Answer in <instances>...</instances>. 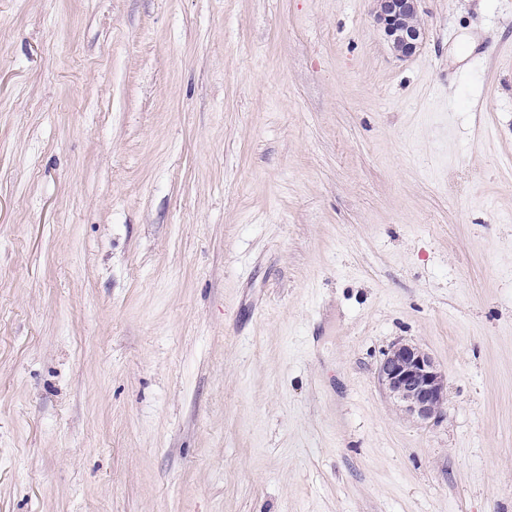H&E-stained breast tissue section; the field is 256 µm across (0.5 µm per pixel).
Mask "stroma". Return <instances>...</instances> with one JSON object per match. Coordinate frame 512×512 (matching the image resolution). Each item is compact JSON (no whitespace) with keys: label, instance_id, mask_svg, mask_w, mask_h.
Returning a JSON list of instances; mask_svg holds the SVG:
<instances>
[{"label":"stroma","instance_id":"1","mask_svg":"<svg viewBox=\"0 0 512 512\" xmlns=\"http://www.w3.org/2000/svg\"><path fill=\"white\" fill-rule=\"evenodd\" d=\"M374 11L0 0V512H512V0ZM375 20L395 52L410 57L424 40L425 31L415 22L418 0H376ZM378 384L409 417L428 422L439 417L447 379L433 357L416 344L397 341L383 354Z\"/></svg>","mask_w":512,"mask_h":512}]
</instances>
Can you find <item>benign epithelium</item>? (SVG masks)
Returning <instances> with one entry per match:
<instances>
[{
  "label": "benign epithelium",
  "instance_id": "benign-epithelium-1",
  "mask_svg": "<svg viewBox=\"0 0 512 512\" xmlns=\"http://www.w3.org/2000/svg\"><path fill=\"white\" fill-rule=\"evenodd\" d=\"M417 16L418 0H376L375 20L401 57L415 54L424 40ZM376 375L383 391L409 417L420 422L439 417L447 397V379L427 351L397 341L383 354Z\"/></svg>",
  "mask_w": 512,
  "mask_h": 512
}]
</instances>
